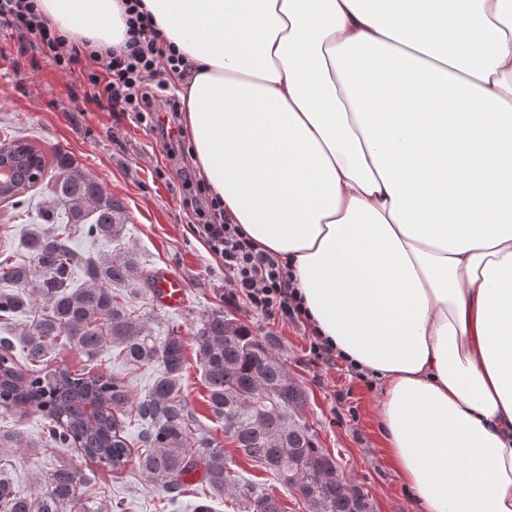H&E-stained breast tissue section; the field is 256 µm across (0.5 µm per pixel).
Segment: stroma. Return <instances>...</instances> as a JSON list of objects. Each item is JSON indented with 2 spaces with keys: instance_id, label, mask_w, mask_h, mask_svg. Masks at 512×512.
<instances>
[{
  "instance_id": "obj_1",
  "label": "stroma",
  "mask_w": 512,
  "mask_h": 512,
  "mask_svg": "<svg viewBox=\"0 0 512 512\" xmlns=\"http://www.w3.org/2000/svg\"><path fill=\"white\" fill-rule=\"evenodd\" d=\"M14 54L13 40L0 35V138L8 134L46 151L61 148L71 153L108 193L125 203L130 222L124 244L136 251L144 272L154 276L173 273L186 284L184 304L174 310L160 307L152 293L134 296L135 306L149 318L152 334L164 337L176 329L191 338L194 321L222 310L250 326L256 335L277 337V353L308 394L303 411L307 424L346 478L366 494L371 512H419L380 429L377 379L360 380L343 363L333 368L314 364L307 354L305 323L273 321L229 299L224 266L192 233L177 165L166 158L159 136L149 125L121 113L71 100L65 90L68 76L42 55L18 61ZM45 189V184H38L18 209L0 203L1 253L19 252L25 234L39 226ZM186 357L182 391L199 435L234 456L243 476L278 493L286 512H306L298 498L281 490L272 476L235 457L223 422L213 416L206 402L208 392L194 347H187ZM97 368L122 379L129 394L137 398L147 393L156 375L153 366H128L112 355L104 357ZM0 423L39 443L38 448L15 456L7 470L20 494L35 492L57 465L84 467V459L74 449L45 442L47 416L20 411ZM161 498L160 490L135 464H127L118 478L103 470L98 473L94 499L104 506L120 505V512H157Z\"/></svg>"
}]
</instances>
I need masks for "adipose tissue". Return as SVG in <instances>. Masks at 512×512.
Listing matches in <instances>:
<instances>
[{
	"label": "adipose tissue",
	"mask_w": 512,
	"mask_h": 512,
	"mask_svg": "<svg viewBox=\"0 0 512 512\" xmlns=\"http://www.w3.org/2000/svg\"><path fill=\"white\" fill-rule=\"evenodd\" d=\"M142 0L195 163L380 382L420 512H512V0ZM124 38L120 0H39Z\"/></svg>",
	"instance_id": "ef3b65f1"
}]
</instances>
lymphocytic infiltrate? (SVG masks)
Masks as SVG:
<instances>
[{
	"label": "lymphocytic infiltrate",
	"instance_id": "1",
	"mask_svg": "<svg viewBox=\"0 0 512 512\" xmlns=\"http://www.w3.org/2000/svg\"><path fill=\"white\" fill-rule=\"evenodd\" d=\"M124 5L125 38L115 47L83 51L70 45L65 35L44 21L37 0H0V30L15 40L18 56L39 53L62 72L70 70L78 57H85L83 84L88 92L84 102L141 122L162 112L167 120L160 123L161 132L178 129L181 103L177 96L166 95V76L186 74L191 65L164 42L139 0H124ZM176 173L184 202L197 218L194 233L224 263L230 298L271 319L301 320L305 310L291 285L287 261L258 249L239 225L219 221L218 203L206 197L190 162H183Z\"/></svg>",
	"mask_w": 512,
	"mask_h": 512
}]
</instances>
